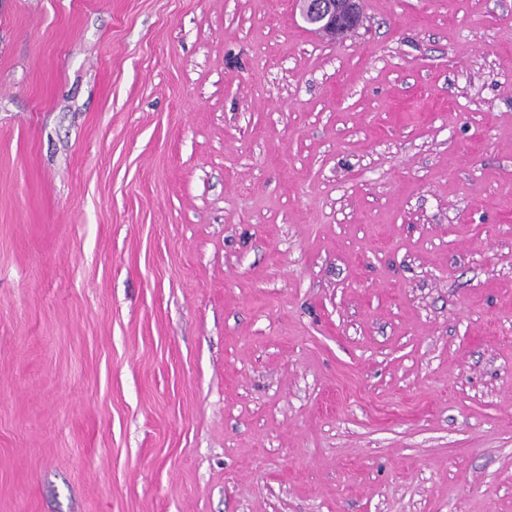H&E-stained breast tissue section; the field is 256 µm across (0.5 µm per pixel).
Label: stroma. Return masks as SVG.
I'll use <instances>...</instances> for the list:
<instances>
[{"label":"stroma","instance_id":"1","mask_svg":"<svg viewBox=\"0 0 512 512\" xmlns=\"http://www.w3.org/2000/svg\"><path fill=\"white\" fill-rule=\"evenodd\" d=\"M0 0V512H512V0ZM304 21L319 33L340 38L357 26L360 0H299Z\"/></svg>","mask_w":512,"mask_h":512}]
</instances>
